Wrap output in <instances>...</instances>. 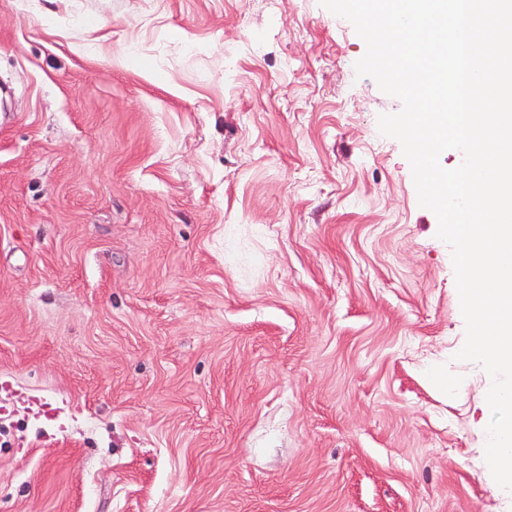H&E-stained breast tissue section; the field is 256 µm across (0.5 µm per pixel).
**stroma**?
I'll return each instance as SVG.
<instances>
[{
	"mask_svg": "<svg viewBox=\"0 0 512 512\" xmlns=\"http://www.w3.org/2000/svg\"><path fill=\"white\" fill-rule=\"evenodd\" d=\"M365 51L319 0H0V512H512Z\"/></svg>",
	"mask_w": 512,
	"mask_h": 512,
	"instance_id": "stroma-1",
	"label": "stroma"
}]
</instances>
